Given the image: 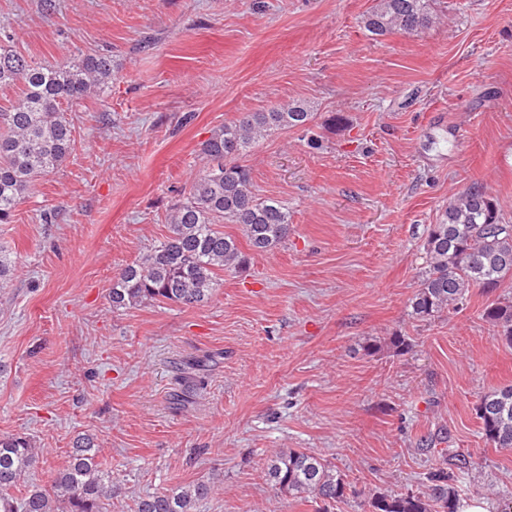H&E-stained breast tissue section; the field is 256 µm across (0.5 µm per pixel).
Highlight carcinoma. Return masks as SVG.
<instances>
[{
  "label": "carcinoma",
  "instance_id": "obj_1",
  "mask_svg": "<svg viewBox=\"0 0 512 512\" xmlns=\"http://www.w3.org/2000/svg\"><path fill=\"white\" fill-rule=\"evenodd\" d=\"M437 20L431 0H377L365 28L377 36L395 31L419 34ZM11 34L0 29V86L19 93L0 109V224H8L33 183L57 169L71 153L72 125L64 105L100 94L112 83V57L76 58L63 66L36 65L10 49ZM312 119L303 102L251 112L212 132L201 144L202 171L184 189L171 210L165 239L120 268L112 279V311L145 302L193 306L207 300L219 273L243 261L238 240L219 222L238 224L248 246L271 251L288 235V207L262 199L238 158L278 129L299 128ZM429 269L410 300L418 320L456 311L475 286L491 291L512 288V223L497 198L474 186L448 203L426 239ZM15 262L0 253V288L11 283ZM486 322L512 345V300L487 305ZM482 435L495 448L512 449V385L489 391L476 408ZM40 460L33 440L19 433L0 434V512H103L112 498V471L99 460L88 436L77 438L62 466L46 485L27 484ZM477 462L469 453L442 455L424 476L423 489L371 494L367 512H459L464 476ZM265 476L272 487L332 512L347 496L357 495L345 475L306 449L270 454ZM211 485L189 483L140 498L135 512H194Z\"/></svg>",
  "mask_w": 512,
  "mask_h": 512
}]
</instances>
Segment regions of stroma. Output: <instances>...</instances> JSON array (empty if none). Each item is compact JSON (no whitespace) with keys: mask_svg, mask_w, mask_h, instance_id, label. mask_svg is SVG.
Instances as JSON below:
<instances>
[{"mask_svg":"<svg viewBox=\"0 0 512 512\" xmlns=\"http://www.w3.org/2000/svg\"><path fill=\"white\" fill-rule=\"evenodd\" d=\"M0 0L12 49L56 66L111 56L104 93L74 105V145L35 181L0 252V432L32 437L47 484L78 435L112 471L108 512L200 480L196 512H316L263 476L310 450L361 495L405 493L450 448L477 466L468 499L512 501V451L475 406L512 385V346L483 317L497 293L420 321L409 302L431 224L484 187L512 220V0H432L418 35L375 36L376 0ZM301 101L313 119L241 158L290 230L246 252L195 306L113 311V275L166 217L224 122ZM404 337L408 349L392 341ZM434 437L435 449L421 441Z\"/></svg>","mask_w":512,"mask_h":512,"instance_id":"35a3bbf8","label":"stroma"}]
</instances>
